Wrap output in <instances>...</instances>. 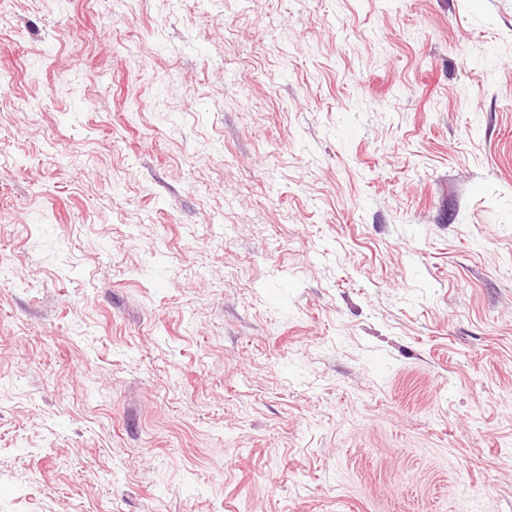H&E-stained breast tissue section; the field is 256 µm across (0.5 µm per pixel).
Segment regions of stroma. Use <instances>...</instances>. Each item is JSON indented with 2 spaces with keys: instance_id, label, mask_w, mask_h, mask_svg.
<instances>
[{
  "instance_id": "35a3bbf8",
  "label": "stroma",
  "mask_w": 512,
  "mask_h": 512,
  "mask_svg": "<svg viewBox=\"0 0 512 512\" xmlns=\"http://www.w3.org/2000/svg\"><path fill=\"white\" fill-rule=\"evenodd\" d=\"M0 512H512V0H0Z\"/></svg>"
}]
</instances>
